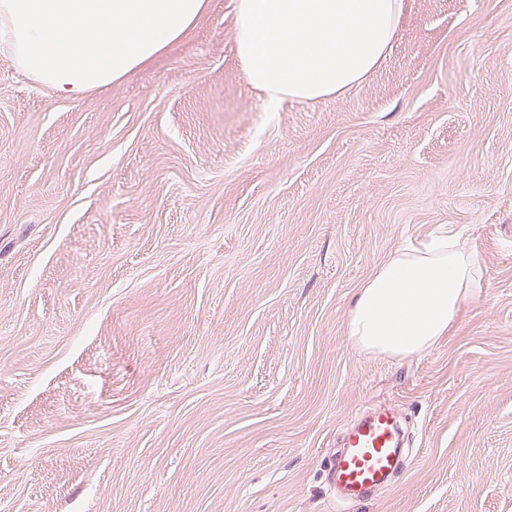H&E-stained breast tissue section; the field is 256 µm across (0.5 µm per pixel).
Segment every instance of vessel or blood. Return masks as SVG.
<instances>
[{"label": "vessel or blood", "mask_w": 512, "mask_h": 512, "mask_svg": "<svg viewBox=\"0 0 512 512\" xmlns=\"http://www.w3.org/2000/svg\"><path fill=\"white\" fill-rule=\"evenodd\" d=\"M398 415L390 407L362 409L345 431L343 450L333 463L332 477L344 498L389 488L403 466Z\"/></svg>", "instance_id": "vessel-or-blood-1"}]
</instances>
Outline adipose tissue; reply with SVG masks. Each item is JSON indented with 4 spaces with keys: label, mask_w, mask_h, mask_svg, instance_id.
Segmentation results:
<instances>
[{
    "label": "adipose tissue",
    "mask_w": 512,
    "mask_h": 512,
    "mask_svg": "<svg viewBox=\"0 0 512 512\" xmlns=\"http://www.w3.org/2000/svg\"><path fill=\"white\" fill-rule=\"evenodd\" d=\"M211 0H0V46L58 98L84 99L151 66L210 13ZM403 0H235L233 50L268 110L357 85L385 57ZM482 291L455 234L409 241L354 293L351 342L373 356H421Z\"/></svg>",
    "instance_id": "adipose-tissue-1"
}]
</instances>
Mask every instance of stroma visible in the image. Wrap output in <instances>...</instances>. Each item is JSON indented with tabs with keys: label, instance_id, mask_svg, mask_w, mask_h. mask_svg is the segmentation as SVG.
Masks as SVG:
<instances>
[{
	"label": "stroma",
	"instance_id": "1",
	"mask_svg": "<svg viewBox=\"0 0 512 512\" xmlns=\"http://www.w3.org/2000/svg\"><path fill=\"white\" fill-rule=\"evenodd\" d=\"M233 34L212 0L78 102L0 47V512H512V0H405L358 85L274 112ZM442 226L481 295L364 354L353 292ZM376 404L405 467L339 501Z\"/></svg>",
	"mask_w": 512,
	"mask_h": 512
}]
</instances>
